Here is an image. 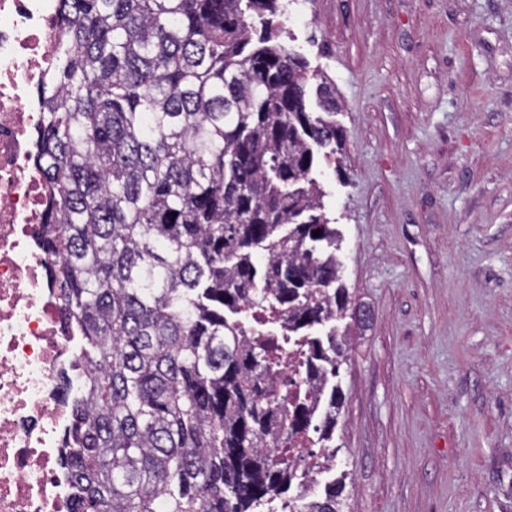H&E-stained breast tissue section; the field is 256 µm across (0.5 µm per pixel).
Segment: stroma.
Here are the masks:
<instances>
[{
	"label": "stroma",
	"instance_id": "35a3bbf8",
	"mask_svg": "<svg viewBox=\"0 0 512 512\" xmlns=\"http://www.w3.org/2000/svg\"><path fill=\"white\" fill-rule=\"evenodd\" d=\"M335 87L314 171L353 305L331 443L355 512H512V0H296Z\"/></svg>",
	"mask_w": 512,
	"mask_h": 512
}]
</instances>
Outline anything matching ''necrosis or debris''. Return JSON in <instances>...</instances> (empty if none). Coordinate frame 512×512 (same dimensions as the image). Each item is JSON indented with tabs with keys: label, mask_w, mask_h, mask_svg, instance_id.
Segmentation results:
<instances>
[{
	"label": "necrosis or debris",
	"mask_w": 512,
	"mask_h": 512,
	"mask_svg": "<svg viewBox=\"0 0 512 512\" xmlns=\"http://www.w3.org/2000/svg\"><path fill=\"white\" fill-rule=\"evenodd\" d=\"M60 0H0V512H69L62 434L84 390L41 250L49 182L35 94L61 42Z\"/></svg>",
	"instance_id": "obj_1"
}]
</instances>
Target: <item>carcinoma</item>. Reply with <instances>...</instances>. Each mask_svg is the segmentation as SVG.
Segmentation results:
<instances>
[{
    "label": "carcinoma",
    "instance_id": "obj_1",
    "mask_svg": "<svg viewBox=\"0 0 512 512\" xmlns=\"http://www.w3.org/2000/svg\"><path fill=\"white\" fill-rule=\"evenodd\" d=\"M61 2L35 154L50 183L41 247L59 257L51 278L88 372L63 440L71 512H258L297 477L275 450L330 440L342 403L325 391L344 360L336 329L306 338L315 401L288 412L274 341L243 321L298 333L345 317L312 176L343 133L308 109L278 0ZM319 91L336 112L335 89ZM295 500L351 512L341 479Z\"/></svg>",
    "mask_w": 512,
    "mask_h": 512
}]
</instances>
